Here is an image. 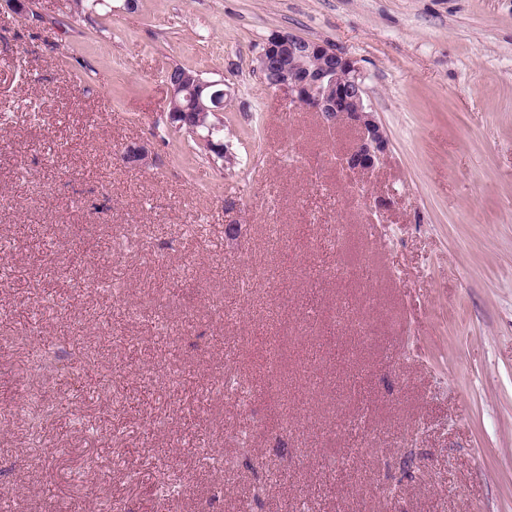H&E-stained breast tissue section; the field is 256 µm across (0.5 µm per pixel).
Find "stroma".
Instances as JSON below:
<instances>
[{"label": "stroma", "instance_id": "stroma-1", "mask_svg": "<svg viewBox=\"0 0 512 512\" xmlns=\"http://www.w3.org/2000/svg\"><path fill=\"white\" fill-rule=\"evenodd\" d=\"M35 8L0 6V388L65 322L113 385L60 365L37 447L0 404V512H512V0ZM276 31L361 67L370 178L264 81ZM176 66L223 81L234 164L168 129Z\"/></svg>", "mask_w": 512, "mask_h": 512}]
</instances>
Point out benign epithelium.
Listing matches in <instances>:
<instances>
[{"instance_id": "1", "label": "benign epithelium", "mask_w": 512, "mask_h": 512, "mask_svg": "<svg viewBox=\"0 0 512 512\" xmlns=\"http://www.w3.org/2000/svg\"><path fill=\"white\" fill-rule=\"evenodd\" d=\"M296 62L286 66V60ZM258 68L270 87L286 89L304 109L318 113L331 126L347 125L358 133V141L339 158L342 171L369 174L381 162L388 141L376 120L366 96L365 77L357 62L336 48L295 34L274 32L258 56ZM169 104L166 124L190 134L198 145L221 159H233L228 144L217 138L224 127L219 113L224 111L225 91L220 83L202 78L198 72L185 71L167 80ZM213 121L203 125L194 118L199 95L209 88ZM122 161L137 167L146 158L141 143L126 145Z\"/></svg>"}]
</instances>
